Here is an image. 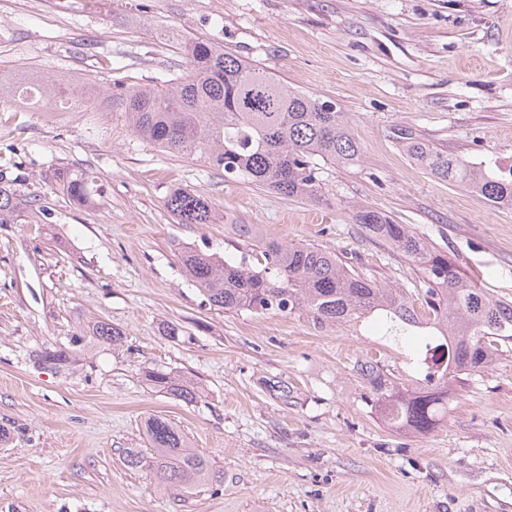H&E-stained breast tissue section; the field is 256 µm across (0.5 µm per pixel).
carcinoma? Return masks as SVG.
Listing matches in <instances>:
<instances>
[{
	"label": "carcinoma",
	"mask_w": 512,
	"mask_h": 512,
	"mask_svg": "<svg viewBox=\"0 0 512 512\" xmlns=\"http://www.w3.org/2000/svg\"><path fill=\"white\" fill-rule=\"evenodd\" d=\"M185 52V70L167 80L115 83L112 101L142 140L221 170L227 180L243 179L278 194L317 200L322 194L313 159L344 168L364 163L363 147L336 105L294 90L273 73L206 40L188 41ZM0 92L29 96L47 106L67 97V88L55 80H42L36 87L19 80L1 86ZM391 134L432 177L476 192L498 208L512 207V167L503 170L492 161L475 165L412 126L398 125ZM56 178L73 201L83 205L90 200L85 173L63 171ZM165 206L180 224L215 220L208 200L183 188L173 189ZM20 217L13 193L0 186V224H15ZM353 220L419 270L415 291L371 280L314 246L271 238L258 224L234 225V234L248 247L238 257L220 259L186 250L180 261L209 305L226 313L298 312L321 326L374 317L383 338L395 344L425 327L412 301L423 298L434 316L428 336L415 350L427 373L423 385L408 387L378 359L358 364L357 374L367 403L388 427L428 435L448 411L449 381L486 367L499 356V344L512 341V303L488 297L448 254L408 225L365 207L353 212ZM92 333L102 343H116L123 336L102 322ZM146 376L159 392L187 406L200 399L196 383L182 375L152 370ZM146 434L152 454L126 449V467L149 471L163 489L175 493L224 481V473L167 419L149 418Z\"/></svg>",
	"instance_id": "carcinoma-1"
}]
</instances>
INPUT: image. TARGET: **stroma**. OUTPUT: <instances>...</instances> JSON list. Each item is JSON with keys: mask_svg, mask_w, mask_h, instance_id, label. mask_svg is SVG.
Masks as SVG:
<instances>
[{"mask_svg": "<svg viewBox=\"0 0 512 512\" xmlns=\"http://www.w3.org/2000/svg\"><path fill=\"white\" fill-rule=\"evenodd\" d=\"M188 37L334 103L366 163L317 161L318 202L225 181L139 139L101 63L147 83L182 72ZM1 75L92 91L79 112L0 97V183L30 203L24 223L0 224V512H512V342L454 385L434 432L397 431L365 404L354 367L373 357L405 371L422 333L390 347L372 318L227 314L180 262L186 248L236 255L232 225L258 224L411 288L419 271L354 222L357 204L512 301V208L431 177L391 137L408 125L512 166V0H0ZM66 170L91 176L92 203L56 185ZM176 187L211 201L218 222L177 223L165 207ZM101 322L121 344L89 340ZM62 350L66 365L45 362ZM153 369L192 376L201 401L156 392ZM153 416L223 483L171 495L128 469L122 451L148 450Z\"/></svg>", "mask_w": 512, "mask_h": 512, "instance_id": "35a3bbf8", "label": "stroma"}]
</instances>
